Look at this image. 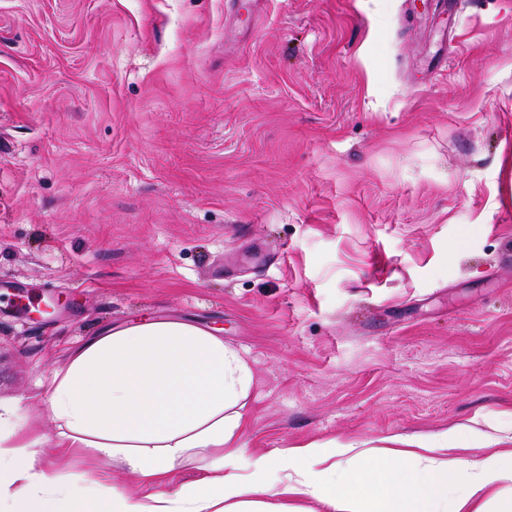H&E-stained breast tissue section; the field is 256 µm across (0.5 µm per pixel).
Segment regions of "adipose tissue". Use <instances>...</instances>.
<instances>
[{
    "label": "adipose tissue",
    "instance_id": "adipose-tissue-1",
    "mask_svg": "<svg viewBox=\"0 0 512 512\" xmlns=\"http://www.w3.org/2000/svg\"><path fill=\"white\" fill-rule=\"evenodd\" d=\"M253 382L238 349L186 322L146 319L99 331L49 378L50 441L123 465L158 493L137 498L94 480L63 481L41 467L36 441L8 410L0 413V512H300L292 502L302 497L329 512H512V499L501 498L512 484V451L448 456L453 429L436 444L412 438L384 449L367 470L348 473L341 493L306 464L321 457L319 444L248 459L235 436ZM190 460L205 477L166 490L169 472ZM272 496L285 505L269 504Z\"/></svg>",
    "mask_w": 512,
    "mask_h": 512
}]
</instances>
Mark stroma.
Returning a JSON list of instances; mask_svg holds the SVG:
<instances>
[{
    "mask_svg": "<svg viewBox=\"0 0 512 512\" xmlns=\"http://www.w3.org/2000/svg\"><path fill=\"white\" fill-rule=\"evenodd\" d=\"M146 315L248 360L247 456L512 448V0H0V404Z\"/></svg>",
    "mask_w": 512,
    "mask_h": 512,
    "instance_id": "obj_1",
    "label": "stroma"
}]
</instances>
